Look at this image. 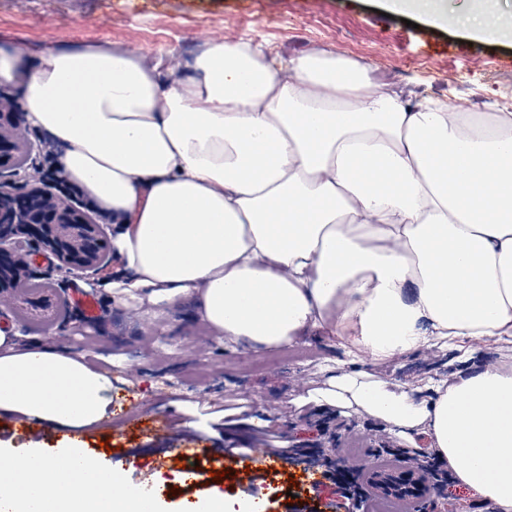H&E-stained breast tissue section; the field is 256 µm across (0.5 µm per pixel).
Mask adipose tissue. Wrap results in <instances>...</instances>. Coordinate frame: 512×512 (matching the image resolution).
Here are the masks:
<instances>
[{"label": "adipose tissue", "mask_w": 512, "mask_h": 512, "mask_svg": "<svg viewBox=\"0 0 512 512\" xmlns=\"http://www.w3.org/2000/svg\"><path fill=\"white\" fill-rule=\"evenodd\" d=\"M453 22L512 34L490 6ZM1 82L111 218L131 297L191 303L216 339L256 352L316 331L374 360L512 343V112L411 100L333 50L284 58L247 41L210 42L187 77L108 43L36 60L0 45ZM111 393L83 357L0 333V416L91 427ZM338 394L426 435L459 483L512 512V362L428 399L360 372ZM120 483L71 449L0 448V512H161L141 489L113 496Z\"/></svg>", "instance_id": "adipose-tissue-1"}]
</instances>
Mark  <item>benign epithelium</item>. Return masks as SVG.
Returning a JSON list of instances; mask_svg holds the SVG:
<instances>
[{"instance_id":"benign-epithelium-1","label":"benign epithelium","mask_w":512,"mask_h":512,"mask_svg":"<svg viewBox=\"0 0 512 512\" xmlns=\"http://www.w3.org/2000/svg\"><path fill=\"white\" fill-rule=\"evenodd\" d=\"M35 146L22 112L0 94V305L16 301V288L29 276L30 242L57 261L56 267L87 271L111 252L100 225L88 218L68 195L56 194L33 175L17 183Z\"/></svg>"}]
</instances>
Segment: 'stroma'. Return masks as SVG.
<instances>
[{"label": "stroma", "instance_id": "stroma-1", "mask_svg": "<svg viewBox=\"0 0 512 512\" xmlns=\"http://www.w3.org/2000/svg\"><path fill=\"white\" fill-rule=\"evenodd\" d=\"M378 0H0V40L32 57L50 49L109 43L162 61L188 75L192 58L213 40H252L283 56L329 48L372 68L384 81L430 96L495 112H512V38L472 36L462 42L452 24H433L415 13L386 17ZM53 256L32 266L36 281L55 290L58 315L49 322L19 309L0 317L5 333L21 344L36 341L85 357L92 366L123 378L112 391V417L89 429L91 457L112 467L125 484L153 491L164 512H184L187 504L214 492L245 497L263 494L267 512H347L331 481L309 488L302 465L284 463L253 481L239 478L232 458L200 459L191 485L180 481L181 461L172 448L187 437L213 438L218 409L230 399L249 407L252 433H275L288 446L318 439L315 422L331 406L325 393L339 376L359 370L388 384H403L421 398L433 396L471 362L497 363L498 346L482 342L467 351L430 345L375 362L351 360L336 337L318 334L292 344L294 359L276 360L274 352H254L215 340L195 320L191 305L177 303L147 313L117 293L118 259L97 271L66 275ZM94 291L97 321L86 322L70 305L75 293ZM170 412L173 428L159 441L147 439L143 420ZM344 425L324 452H336L341 468L374 462L379 439L401 442L383 421L355 408L342 414ZM0 442L17 455L38 448L59 454L68 443L53 432L30 435L23 427L0 423ZM222 472L214 481V472ZM167 476V485L155 483ZM415 512H492L473 489L449 484L437 488Z\"/></svg>", "mask_w": 512, "mask_h": 512}]
</instances>
